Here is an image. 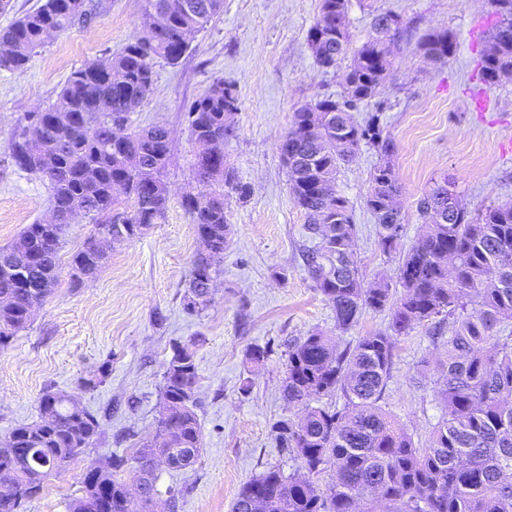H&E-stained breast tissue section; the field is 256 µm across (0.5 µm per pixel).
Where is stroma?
I'll use <instances>...</instances> for the list:
<instances>
[{
    "label": "stroma",
    "mask_w": 512,
    "mask_h": 512,
    "mask_svg": "<svg viewBox=\"0 0 512 512\" xmlns=\"http://www.w3.org/2000/svg\"><path fill=\"white\" fill-rule=\"evenodd\" d=\"M87 4L94 14L90 25L48 38L24 71H0V247L49 215L47 181L11 163L12 133L55 101L72 71L120 53L143 33L142 0ZM319 6L320 0H224L222 12L195 33L177 64L154 60L152 91L131 124H161L169 131L171 194L164 222L109 250L96 278L80 285L70 276L69 259L96 227L82 216L68 224L56 288L30 326L0 350V438L38 419V399L49 388L76 395L100 417L99 438L49 477L22 512H67L92 461L132 455L152 437L171 347L194 338L202 448L191 468L159 467L157 512H231L254 476L271 467L294 471L292 454L271 431L275 421L302 414L283 396L285 352L314 331L336 332L332 308L303 266L306 217L293 202L278 151L299 107L342 90L340 69L320 68L308 45ZM376 11L399 14L409 30L379 91L384 110L362 104L353 115L361 123L378 115L395 144L405 250L421 230L417 203L435 183H447L471 210L512 205V77L492 87L480 80L481 53L497 22L488 0H350V51L366 40ZM432 28L450 29L458 38L449 63L430 64L414 48ZM217 79L235 86L240 107L224 158L251 193L228 200L233 231L217 266L213 303L196 316L182 302L200 249L182 206L183 195L197 189L186 112ZM378 162L372 148H362L339 169L336 188L353 214L365 281L382 277L395 287L398 259L380 250L376 219L366 206ZM255 345L269 350L257 370L247 359ZM444 355V344L431 341L424 328L402 337L381 400L420 445L442 414L435 374L422 365ZM247 381L252 387L246 392Z\"/></svg>",
    "instance_id": "35a3bbf8"
}]
</instances>
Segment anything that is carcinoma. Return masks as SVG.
Wrapping results in <instances>:
<instances>
[{
    "instance_id": "obj_1",
    "label": "carcinoma",
    "mask_w": 512,
    "mask_h": 512,
    "mask_svg": "<svg viewBox=\"0 0 512 512\" xmlns=\"http://www.w3.org/2000/svg\"><path fill=\"white\" fill-rule=\"evenodd\" d=\"M349 0H320L308 39L317 62L334 68L349 43ZM143 0L145 34L124 50L73 71L56 100L27 117L11 141L10 158L21 170L45 178L50 209L72 206L110 234V247L141 237L165 217L170 188L166 172L170 138L162 125L133 128L129 115L153 86V60L175 65L189 48L187 29L198 31L222 11L224 0ZM498 21L481 59L482 80L495 85L512 74V0H490ZM86 0H43L0 29V70L29 63L48 33L87 23ZM372 34L342 72L344 95L318 99L294 112L279 145L289 189L306 214L301 256L313 286L332 307L336 330L346 332L367 310L390 312L389 331L359 336L339 349L336 336L316 331L288 345L283 393L303 408L302 419L273 423L279 446L292 452L296 469L269 468L240 491L232 512H512V205H488L471 213L438 185L418 202L424 218L417 242L399 258L397 293L380 279L364 285L355 252V224L348 201L336 192L339 168L364 144L382 162L371 174L367 208L378 221V246L387 255L403 231L402 189L390 157L393 142L373 115L351 119L359 104L375 98L390 69V46L406 32L400 15L373 14ZM458 47L450 29L430 30L416 50L433 62L451 60ZM239 112L234 86L218 79L188 110L200 189L182 206L199 240L209 246L208 267L193 264L183 308L199 314L213 301L199 276L212 277L231 235L227 198H247L249 188L226 167L224 142ZM441 217H436V213ZM65 225L30 224L0 248V349L31 321L58 284ZM107 255L87 241L70 258L77 283L96 276ZM448 322L445 359L437 365L435 397L443 415L422 446L379 405L391 378L401 337L418 327L436 334ZM199 374L195 344H177L164 365L155 439L130 456H105L84 473L81 494L68 512H152L155 466L167 458L177 468L195 464L202 445L195 412ZM341 399L343 406L322 403ZM40 418L11 431L14 446L0 454V512H20L45 479L59 473L92 445L100 422L74 395L45 390ZM133 463L143 487L130 496L121 469Z\"/></svg>"
}]
</instances>
